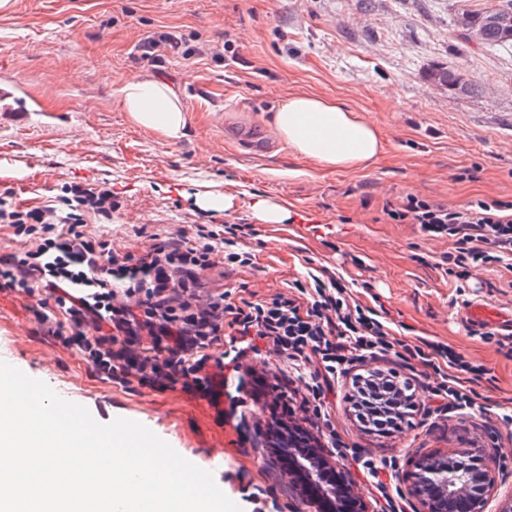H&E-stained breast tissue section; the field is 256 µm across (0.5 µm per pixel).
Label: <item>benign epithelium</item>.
Here are the masks:
<instances>
[{
  "label": "benign epithelium",
  "instance_id": "benign-epithelium-1",
  "mask_svg": "<svg viewBox=\"0 0 512 512\" xmlns=\"http://www.w3.org/2000/svg\"><path fill=\"white\" fill-rule=\"evenodd\" d=\"M294 462L318 496L326 500L348 497L352 500L351 512H365L351 481L339 474L335 483L325 482L324 473L330 467L325 460L296 452ZM494 485L492 473L472 461L451 459L430 464L423 460L413 474L411 493L427 507V512H485Z\"/></svg>",
  "mask_w": 512,
  "mask_h": 512
}]
</instances>
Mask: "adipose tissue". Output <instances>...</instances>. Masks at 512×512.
Returning <instances> with one entry per match:
<instances>
[{
  "mask_svg": "<svg viewBox=\"0 0 512 512\" xmlns=\"http://www.w3.org/2000/svg\"><path fill=\"white\" fill-rule=\"evenodd\" d=\"M122 111L137 127L173 143L180 140L189 117L179 93L153 74L126 78L118 90ZM274 137L289 151L321 167L357 171L383 150L376 128L337 100L297 92L272 113Z\"/></svg>",
  "mask_w": 512,
  "mask_h": 512,
  "instance_id": "obj_1",
  "label": "adipose tissue"
}]
</instances>
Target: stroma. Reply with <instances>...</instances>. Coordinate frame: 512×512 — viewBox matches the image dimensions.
<instances>
[{"mask_svg":"<svg viewBox=\"0 0 512 512\" xmlns=\"http://www.w3.org/2000/svg\"><path fill=\"white\" fill-rule=\"evenodd\" d=\"M0 14V198L23 208L51 204L64 186L107 183L117 193L111 219L92 229L120 252L140 255L151 236L196 224H243L251 266L214 268L211 287L232 298H271L308 274L337 275L362 306L385 317L396 338L449 345L485 374L481 410L436 415L419 410L381 437L351 411V378L339 379L328 406L338 444L331 459L353 481L367 512H381L357 460L384 468L390 495L407 512L418 460L476 459L497 487L487 512L512 496V348L468 327L465 312L484 303L512 312V270H476L464 285L435 267L448 238L393 224L386 204L413 193L451 206L475 199L512 201V47L460 38L459 9L492 0H13ZM181 35L189 47H222L223 56L143 61L149 31ZM444 64L478 89L456 96L427 79ZM149 72L181 94L185 137L169 143L132 125L118 104L120 79ZM340 99L378 129L383 151L364 170L336 171L293 156L266 119L288 93ZM480 164L478 180L466 168ZM228 195V209L202 208L204 193ZM268 198L287 207L280 224L256 219ZM35 299L0 292V355L94 419L139 422L183 458L211 467L241 512H318L264 449L272 402L253 375L287 386L295 419L315 402L275 353L243 361L224 404L181 390L124 388L104 381L72 347L48 336Z\"/></svg>","mask_w":512,"mask_h":512,"instance_id":"obj_1","label":"stroma"}]
</instances>
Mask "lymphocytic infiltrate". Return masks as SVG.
I'll use <instances>...</instances> for the list:
<instances>
[{
	"instance_id": "1",
	"label": "lymphocytic infiltrate",
	"mask_w": 512,
	"mask_h": 512,
	"mask_svg": "<svg viewBox=\"0 0 512 512\" xmlns=\"http://www.w3.org/2000/svg\"><path fill=\"white\" fill-rule=\"evenodd\" d=\"M119 206L110 188L91 183L66 187L55 206L19 209L0 200V224L25 244L0 256V288L36 297L42 328L76 347L103 379L216 399L227 372H239L246 353L265 344L293 367L313 366L308 390L319 401L356 360L398 346L377 313L351 303L333 277L313 274L294 281L291 292L240 304L223 290L205 291L207 271L251 265L240 225L198 224L189 233L153 235L140 256L118 252L111 239L88 230L86 216L108 218ZM383 213L418 225L425 236H448L454 247L438 266L454 280L477 267L512 268V202L478 199L451 209L409 194ZM402 348L404 359L433 371L428 392L438 411L475 405L478 393L459 379L471 370L460 354L445 350L440 365L424 346ZM350 401L362 429L384 436L415 411L417 395L395 371H371L354 375ZM265 440L286 472L292 449L321 445L285 412L271 415Z\"/></svg>"
}]
</instances>
